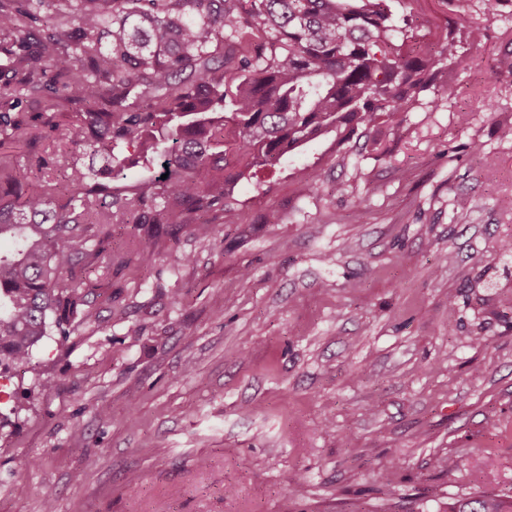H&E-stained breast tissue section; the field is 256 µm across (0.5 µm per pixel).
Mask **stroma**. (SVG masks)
Here are the masks:
<instances>
[{"instance_id":"obj_1","label":"stroma","mask_w":512,"mask_h":512,"mask_svg":"<svg viewBox=\"0 0 512 512\" xmlns=\"http://www.w3.org/2000/svg\"><path fill=\"white\" fill-rule=\"evenodd\" d=\"M391 7L429 39L485 28L441 70L454 95L421 96L380 150L258 173L222 239L99 275L91 317L5 387L24 409L0 415V512H43L47 488L56 512L512 498V0L492 19L482 0Z\"/></svg>"}]
</instances>
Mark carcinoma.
Wrapping results in <instances>:
<instances>
[{"mask_svg":"<svg viewBox=\"0 0 512 512\" xmlns=\"http://www.w3.org/2000/svg\"><path fill=\"white\" fill-rule=\"evenodd\" d=\"M391 0H0V378L88 316L114 225L149 262L217 237L252 171L399 129L453 28L425 46ZM250 30L252 55L218 54ZM167 178H161V175ZM451 512H512L496 498Z\"/></svg>","mask_w":512,"mask_h":512,"instance_id":"obj_1","label":"carcinoma"}]
</instances>
